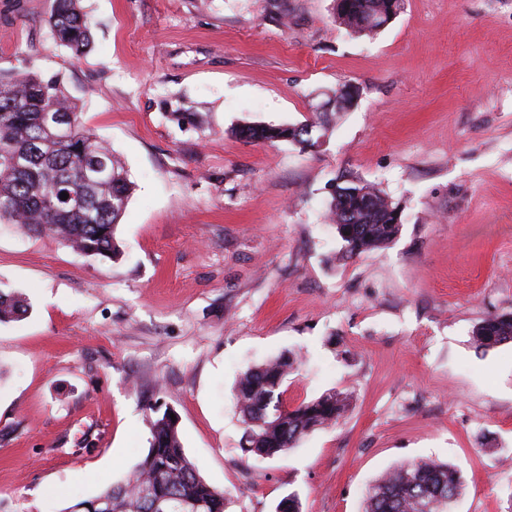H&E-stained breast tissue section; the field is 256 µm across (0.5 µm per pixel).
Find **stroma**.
<instances>
[{"instance_id":"stroma-1","label":"stroma","mask_w":512,"mask_h":512,"mask_svg":"<svg viewBox=\"0 0 512 512\" xmlns=\"http://www.w3.org/2000/svg\"><path fill=\"white\" fill-rule=\"evenodd\" d=\"M53 0H0V70L59 77L134 190L113 258L0 223V512H63L127 478L172 409L227 512H363L403 463L460 470L456 512H512V0H405L372 37L332 0H83L90 52L51 37ZM354 86L346 111L330 90ZM246 124L313 125L312 146ZM361 180L401 212L342 259L323 216ZM301 357L286 397L351 393L334 426L246 453L239 375ZM29 306L21 295L0 293V323L22 319ZM475 348L481 353L512 342V315H491L476 328Z\"/></svg>"}]
</instances>
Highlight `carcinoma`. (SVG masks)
Listing matches in <instances>:
<instances>
[{"instance_id": "obj_1", "label": "carcinoma", "mask_w": 512, "mask_h": 512, "mask_svg": "<svg viewBox=\"0 0 512 512\" xmlns=\"http://www.w3.org/2000/svg\"><path fill=\"white\" fill-rule=\"evenodd\" d=\"M49 27L54 40L76 55L92 44L91 19L81 0H54ZM403 0H333V19L352 34L373 35L388 26ZM313 126L247 125L237 134L248 142H311ZM102 166L105 175L84 178V169ZM358 194L335 193L327 215L346 234L345 256L357 257L390 244L398 235L396 206L367 183H352ZM132 182L121 161L95 133L80 127L76 105L57 78L19 70L0 73V221L19 224L27 234L50 233L77 255L114 257L116 228L130 200ZM75 199L61 207L53 199ZM29 306L18 294L0 293V323L22 319ZM475 348L486 353L512 342V315H491L476 328ZM296 358L283 353L248 369L238 380L235 400L245 425V451L274 458L308 435L338 422L350 395L329 389L311 400L288 404L283 386ZM171 411L150 421L145 457L130 477L63 512H89L107 500L112 512H226L229 498L210 485L182 448ZM463 492L460 471L436 460L397 466L369 487L363 512H424V503L457 501Z\"/></svg>"}]
</instances>
